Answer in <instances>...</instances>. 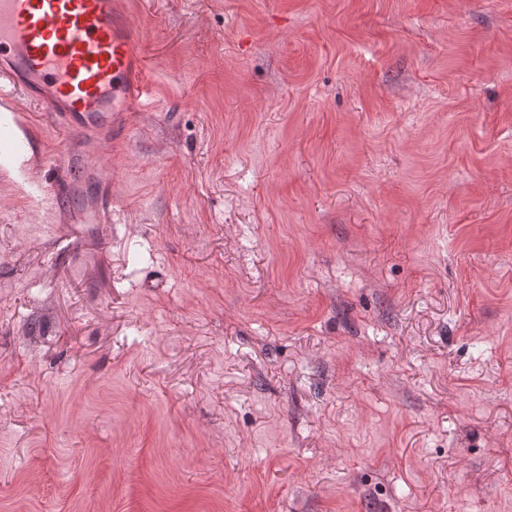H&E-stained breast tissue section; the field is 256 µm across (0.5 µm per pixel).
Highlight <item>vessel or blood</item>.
Wrapping results in <instances>:
<instances>
[{
    "label": "vessel or blood",
    "instance_id": "vessel-or-blood-1",
    "mask_svg": "<svg viewBox=\"0 0 512 512\" xmlns=\"http://www.w3.org/2000/svg\"><path fill=\"white\" fill-rule=\"evenodd\" d=\"M117 0H0V94L17 91L48 102L55 117L83 131L97 113L140 108L148 88L135 77L134 42ZM35 136L19 113L0 115V166L36 161L31 198L48 213H67L89 224L112 212L100 190L95 215L72 211L65 186L52 178L46 155H35Z\"/></svg>",
    "mask_w": 512,
    "mask_h": 512
}]
</instances>
